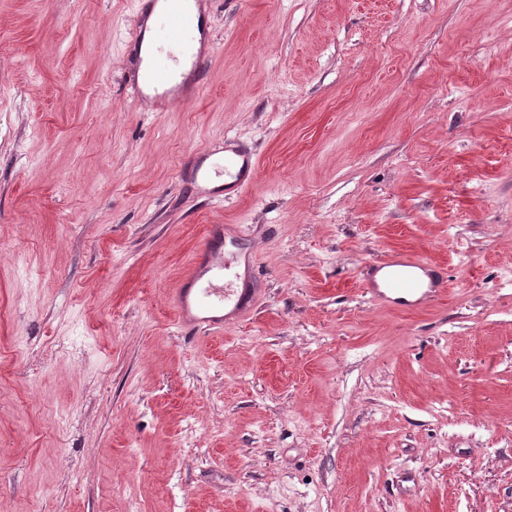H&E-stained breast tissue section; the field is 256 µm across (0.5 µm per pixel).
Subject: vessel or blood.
Returning <instances> with one entry per match:
<instances>
[{"instance_id":"obj_1","label":"vessel or blood","mask_w":512,"mask_h":512,"mask_svg":"<svg viewBox=\"0 0 512 512\" xmlns=\"http://www.w3.org/2000/svg\"><path fill=\"white\" fill-rule=\"evenodd\" d=\"M191 0H142L139 19L155 11L157 19L167 24L164 38L168 51H157L138 59L135 92L139 100L150 103L155 111L185 102L187 89L181 81V67H189L193 76H200L208 56L195 51V33L200 29L199 16ZM258 162L249 151L240 148L233 139L224 141V159L215 163L210 152L196 153L191 163L192 180L199 194L213 200L241 196L254 179ZM224 227L207 225L203 240L193 254L176 288L169 295L170 304L181 329H224L242 323L254 311L261 292L243 280L235 288L224 287ZM388 272L387 291H376L379 300L395 292V303L408 306V294L430 286L443 287L444 282L432 277L423 282V273H431L432 264L421 257L394 253L376 264Z\"/></svg>"}]
</instances>
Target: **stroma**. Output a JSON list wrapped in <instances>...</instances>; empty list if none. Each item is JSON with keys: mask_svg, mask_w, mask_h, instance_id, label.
Returning <instances> with one entry per match:
<instances>
[{"mask_svg": "<svg viewBox=\"0 0 512 512\" xmlns=\"http://www.w3.org/2000/svg\"><path fill=\"white\" fill-rule=\"evenodd\" d=\"M196 100L137 0H0V512H512V0H204ZM234 138L239 199L188 162ZM239 325L168 303L204 228ZM448 286L376 299L394 249ZM138 12V23L134 47L137 72L135 92L139 100L150 103L155 112H165L168 106L188 101L187 88L180 81V60L174 52H164L161 47L157 52L149 54L145 59L138 55L137 47L141 46L145 32V21L148 9L152 12L159 4L155 24L163 20L167 24L164 42L170 47L182 51V65L190 69V74L199 84V76L212 52L205 54L195 52L193 43L196 31L200 30L199 15L190 6L196 0H142ZM211 156L210 151H203L196 153L193 157L191 174L196 191L212 200L241 196L257 172L258 162L254 154L240 148L232 138H225L222 164L213 163ZM221 176H224V181L228 178L230 182L208 187L213 183L214 178ZM230 184H232L230 189L225 188Z\"/></svg>", "mask_w": 512, "mask_h": 512, "instance_id": "stroma-1", "label": "stroma"}]
</instances>
